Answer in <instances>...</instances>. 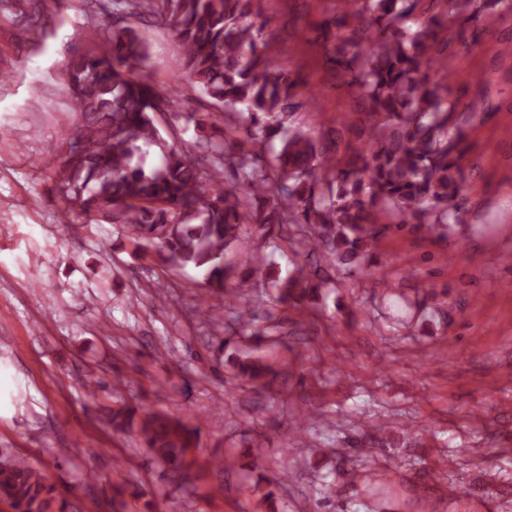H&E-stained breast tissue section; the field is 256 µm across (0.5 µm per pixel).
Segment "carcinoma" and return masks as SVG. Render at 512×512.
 Instances as JSON below:
<instances>
[{"label":"carcinoma","mask_w":512,"mask_h":512,"mask_svg":"<svg viewBox=\"0 0 512 512\" xmlns=\"http://www.w3.org/2000/svg\"><path fill=\"white\" fill-rule=\"evenodd\" d=\"M106 34L100 52H72L63 81L74 114L66 146L45 162L69 222L113 224L166 266L206 269L209 293L224 296L242 334L260 339L259 304L244 302L262 271L246 256L224 262L246 224L265 233L308 226V247L325 264L299 267L272 287L297 303L345 270H363V247L380 227L411 225L443 236L460 222L467 181L458 101L448 95L449 36L512 13V0H442L445 10L408 26L423 0H350L320 28L326 61L361 108L365 147L315 139L285 126L305 86L277 62L269 21L256 0H93ZM166 26L182 49L183 75L235 125L171 147L155 114L174 105L146 71L148 46L135 22ZM348 154L347 161L338 159ZM242 169L247 182L225 183ZM234 376L255 389L275 373L262 358H232ZM141 436L153 456L182 469L196 430L148 414ZM46 474L13 456L0 461V498L14 512H53Z\"/></svg>","instance_id":"1"}]
</instances>
